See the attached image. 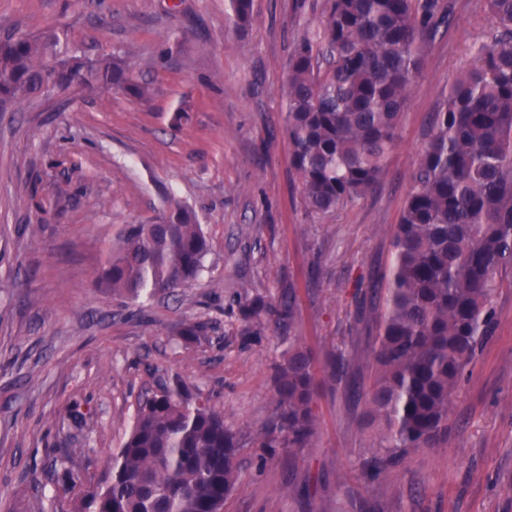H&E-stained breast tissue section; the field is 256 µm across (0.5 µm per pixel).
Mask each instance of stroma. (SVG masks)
Masks as SVG:
<instances>
[{"label": "stroma", "mask_w": 512, "mask_h": 512, "mask_svg": "<svg viewBox=\"0 0 512 512\" xmlns=\"http://www.w3.org/2000/svg\"><path fill=\"white\" fill-rule=\"evenodd\" d=\"M227 3L0 0V37L56 28L72 49L120 55L153 87L146 102L68 89L0 112V512H33L40 490L68 502L45 465L67 445L70 402L83 414L79 463L98 473L139 395L167 375L219 396L233 428H259L272 367L292 343L313 350L324 383L314 445L260 472L243 448L241 486L223 512H512V269L498 275L495 327L464 373L441 447L369 476L378 434L354 397L376 373L370 287L390 267L430 117L493 25L484 0H455L456 22L425 55L383 173L327 215L305 207L285 104L290 53L319 16L293 0H253L254 21L239 30ZM172 202L208 240L200 277L129 304L95 288L122 225L156 221ZM291 288L293 329L246 335L247 298ZM188 321L205 326L190 345L177 334ZM334 353L349 362L338 383Z\"/></svg>", "instance_id": "stroma-1"}]
</instances>
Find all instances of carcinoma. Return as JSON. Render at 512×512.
Listing matches in <instances>:
<instances>
[{
	"label": "carcinoma",
	"instance_id": "carcinoma-1",
	"mask_svg": "<svg viewBox=\"0 0 512 512\" xmlns=\"http://www.w3.org/2000/svg\"><path fill=\"white\" fill-rule=\"evenodd\" d=\"M237 29L253 21L252 0H228ZM494 26L468 49L460 77L442 94L392 232V262L372 336L376 376L362 395L379 441L377 473L409 453L437 448L461 378L490 334L497 272L512 268V0H486ZM455 23L452 0H326L318 29L294 45L288 67V142L309 212L328 214L363 196L395 147L427 47ZM120 88L146 100L121 57L69 47L54 30L0 37V110L71 88ZM208 242L195 214L174 204L159 224H126L106 253L96 286L130 301L189 285ZM245 333L293 327L296 292L257 296ZM204 325L183 323L192 343ZM270 418L252 433L224 423L218 397L179 376L141 397L133 422L96 481L73 466L82 448L48 464L73 493L69 512H221L240 486L239 454L259 449L263 466L298 455L317 435L319 385L308 349L288 347L273 369Z\"/></svg>",
	"mask_w": 512,
	"mask_h": 512
}]
</instances>
